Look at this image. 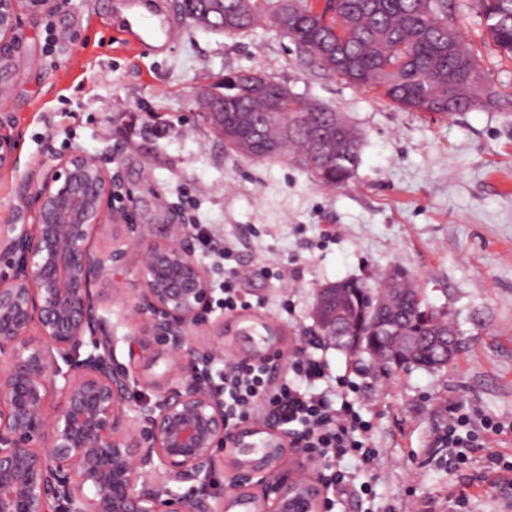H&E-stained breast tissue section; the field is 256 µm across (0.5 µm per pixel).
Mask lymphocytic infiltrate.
I'll list each match as a JSON object with an SVG mask.
<instances>
[{"label": "lymphocytic infiltrate", "mask_w": 512, "mask_h": 512, "mask_svg": "<svg viewBox=\"0 0 512 512\" xmlns=\"http://www.w3.org/2000/svg\"><path fill=\"white\" fill-rule=\"evenodd\" d=\"M286 369V374L278 375L259 361L225 362L224 413L229 424L264 415L286 426L291 447L321 464L320 481L337 493L336 498L326 499V512H333L338 501L348 496H369L370 487L359 481L358 474L374 469L379 451L369 444L370 421L362 418L351 399L358 383L343 378L328 383L324 364L309 354H294ZM501 428V421L479 411L452 406L435 445L457 449V460L463 464L468 449L483 447L484 435ZM348 458L355 460V468L345 467Z\"/></svg>", "instance_id": "1"}]
</instances>
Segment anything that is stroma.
<instances>
[{
	"mask_svg": "<svg viewBox=\"0 0 512 512\" xmlns=\"http://www.w3.org/2000/svg\"><path fill=\"white\" fill-rule=\"evenodd\" d=\"M181 0H160L176 35L164 48H133L118 29L119 0H61L24 14L14 60L0 61V125L16 140V161L0 172V231L31 224L23 197L51 151L78 146L118 178L110 205L129 212L153 239L169 224H204L216 243L238 245L232 264L248 305L212 308L224 348L252 356L245 333L276 329L285 355L316 351L327 374L359 383L381 460L365 474L370 507L448 512V488L471 512H505L512 485L473 484L484 453L449 471L434 445L449 406L512 423V62L488 38L477 0H450L454 24L477 52L490 105L456 115L409 112L376 89L310 66L268 23L230 38L196 27ZM258 71L339 113L361 137L360 164L341 188H326L293 160L252 161L228 151L197 99L226 72ZM407 270L429 309L449 315L458 351L442 369L384 372L365 353L318 341L311 312L318 285L369 284ZM128 270L112 296L121 336L138 294Z\"/></svg>",
	"mask_w": 512,
	"mask_h": 512,
	"instance_id": "35a3bbf8",
	"label": "stroma"
}]
</instances>
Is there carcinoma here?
Returning a JSON list of instances; mask_svg holds the SVG:
<instances>
[{
    "label": "carcinoma",
    "instance_id": "carcinoma-1",
    "mask_svg": "<svg viewBox=\"0 0 512 512\" xmlns=\"http://www.w3.org/2000/svg\"><path fill=\"white\" fill-rule=\"evenodd\" d=\"M486 30L496 50L512 61V0H478ZM311 0H246L256 24L265 19L284 26L299 53L315 67L355 85L381 92L393 105L410 111L441 114L448 93L457 94L454 112H468L480 104V60L461 38L448 13V0H326L324 12L312 18ZM215 101L232 111L225 118L240 123L247 138L276 149L258 157L276 161L287 156L310 171L316 181L339 188L351 177L360 160L357 130L341 116L301 97L280 107L289 130L269 124L265 112L278 93L272 84L265 91L232 81L224 74ZM343 127H338V122ZM341 130L336 155L324 165L318 155V137ZM352 315L364 329L379 319L404 320L414 332L432 333L433 311L411 280L397 277L389 287L406 303L377 306L378 286L345 280Z\"/></svg>",
    "mask_w": 512,
    "mask_h": 512
}]
</instances>
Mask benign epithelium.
Here are the masks:
<instances>
[{
  "instance_id": "7a95c632",
  "label": "benign epithelium",
  "mask_w": 512,
  "mask_h": 512,
  "mask_svg": "<svg viewBox=\"0 0 512 512\" xmlns=\"http://www.w3.org/2000/svg\"><path fill=\"white\" fill-rule=\"evenodd\" d=\"M56 4L0 0V57L18 41L21 14ZM242 16L224 14V0H201L191 13L218 32ZM233 77L260 89L270 83L256 71ZM198 104L224 139L235 136L224 108L203 97ZM14 158V137L0 129V170ZM55 160L26 198L36 223L3 237L14 269L0 278V512H322L324 486L309 473L282 471L288 435L267 424L228 426L223 393L198 374L199 365L224 360V328L190 345L210 288L187 225L168 224L164 241L151 242L141 225L126 224L119 245L95 251L91 237L118 221L107 208L112 174L78 147ZM131 256L141 273L126 313L141 323L134 338L116 334L103 299ZM345 293L340 281L317 289L321 340L347 353L366 341L397 365L413 362L423 339L447 359L456 355V332L446 329L423 338L380 321L364 336L344 311ZM132 340L138 352L119 362V344ZM158 348L176 383L132 405L139 359ZM223 466L233 480L215 494L208 484ZM183 483L186 492L174 491Z\"/></svg>"
}]
</instances>
